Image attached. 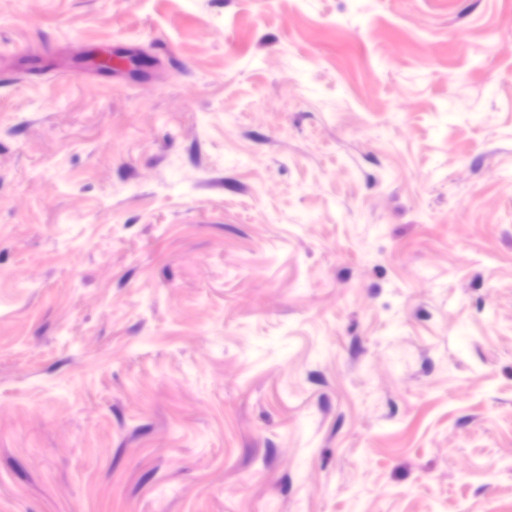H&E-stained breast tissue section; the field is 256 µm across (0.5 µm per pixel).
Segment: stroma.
I'll list each match as a JSON object with an SVG mask.
<instances>
[{"instance_id":"1","label":"stroma","mask_w":512,"mask_h":512,"mask_svg":"<svg viewBox=\"0 0 512 512\" xmlns=\"http://www.w3.org/2000/svg\"><path fill=\"white\" fill-rule=\"evenodd\" d=\"M21 48L0 512H512V0H0Z\"/></svg>"}]
</instances>
